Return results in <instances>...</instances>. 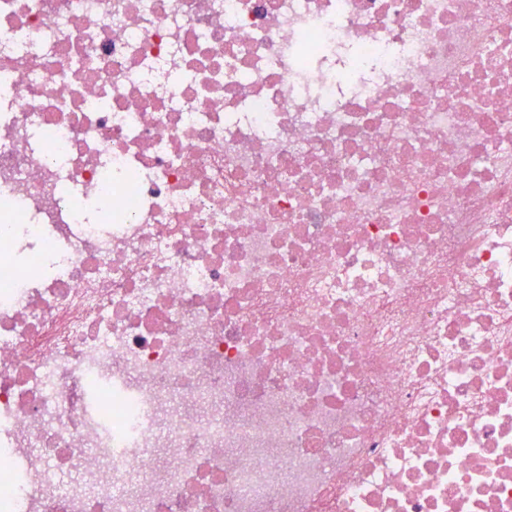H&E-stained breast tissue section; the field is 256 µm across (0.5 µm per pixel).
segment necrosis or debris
Wrapping results in <instances>:
<instances>
[{
    "instance_id": "1",
    "label": "necrosis or debris",
    "mask_w": 512,
    "mask_h": 512,
    "mask_svg": "<svg viewBox=\"0 0 512 512\" xmlns=\"http://www.w3.org/2000/svg\"><path fill=\"white\" fill-rule=\"evenodd\" d=\"M0 512H512V0H0Z\"/></svg>"
}]
</instances>
